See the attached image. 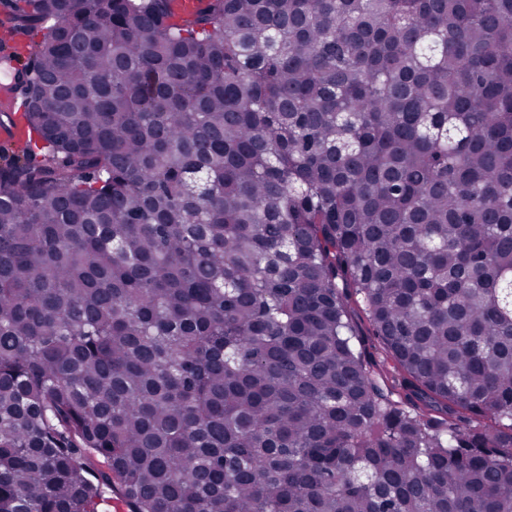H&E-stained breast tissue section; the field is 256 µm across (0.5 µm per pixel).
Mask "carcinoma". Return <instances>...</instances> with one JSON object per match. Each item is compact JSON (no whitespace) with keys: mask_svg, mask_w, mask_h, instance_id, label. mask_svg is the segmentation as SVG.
I'll return each instance as SVG.
<instances>
[{"mask_svg":"<svg viewBox=\"0 0 512 512\" xmlns=\"http://www.w3.org/2000/svg\"><path fill=\"white\" fill-rule=\"evenodd\" d=\"M170 10L0 12V512H512V0Z\"/></svg>","mask_w":512,"mask_h":512,"instance_id":"cac0c4a2","label":"carcinoma"}]
</instances>
